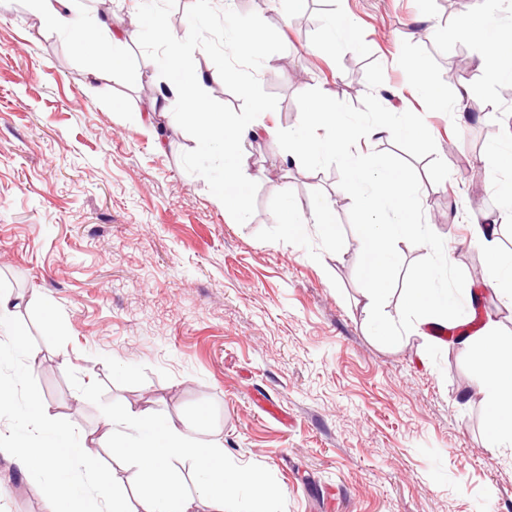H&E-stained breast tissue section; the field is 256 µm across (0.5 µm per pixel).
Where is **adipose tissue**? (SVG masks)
<instances>
[{
  "instance_id": "adipose-tissue-1",
  "label": "adipose tissue",
  "mask_w": 512,
  "mask_h": 512,
  "mask_svg": "<svg viewBox=\"0 0 512 512\" xmlns=\"http://www.w3.org/2000/svg\"><path fill=\"white\" fill-rule=\"evenodd\" d=\"M505 2L506 0H484V12L465 16L454 27V35L459 40H481L477 68L484 85L488 87L512 82V66H505L502 61L504 55L512 53V28L499 29L489 38L484 35L488 12L498 9ZM402 64L413 72L414 89L431 109L445 111L452 106L463 109L473 94L472 88L462 86L456 89L454 96H447L430 80L421 61L406 56L403 57ZM181 99L183 112L199 128L206 150L217 151L224 156V189L217 194V202L240 212L246 211V143L256 128L253 112L243 113L235 126H225L223 117L211 112L207 106L206 82L200 75L185 78ZM495 222L496 218L492 215L474 218L472 240L483 246L490 255L495 277L502 281H511L512 262L504 261L498 256ZM437 276L435 268H424L409 289L404 306L409 311L435 310V323L443 325L448 321V306L433 288ZM462 345L465 353L477 364L476 382L493 414L491 443L498 448H511L512 340L499 338L493 328L489 327L483 335L466 337Z\"/></svg>"
}]
</instances>
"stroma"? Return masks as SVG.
<instances>
[{
	"label": "stroma",
	"mask_w": 512,
	"mask_h": 512,
	"mask_svg": "<svg viewBox=\"0 0 512 512\" xmlns=\"http://www.w3.org/2000/svg\"><path fill=\"white\" fill-rule=\"evenodd\" d=\"M140 3L75 0L126 31L115 65L84 53L81 32L46 26L30 0H0V292L17 299L13 314L36 339L33 375L50 417L71 422L83 450L104 459L107 419L69 383L72 369L102 382L105 401L163 414L221 442L236 464L268 469L285 512H512V452L492 447L487 403L467 394L475 362L420 324L392 347L370 335L338 171L306 170L267 134L297 126V96L312 88L354 106L369 92L387 103L412 80L394 63L401 54L455 92L449 75L460 63L474 69L478 45L448 32L483 0H242L239 12L259 14L285 45L258 73L278 104L247 144L243 214L216 204L182 165L196 142L171 111L174 85L137 45ZM337 14L357 29L332 51L322 42ZM374 61L384 82L372 89ZM470 86L463 121L407 100L430 138L355 149L415 167L428 226L462 267L465 292L480 294L482 324L508 338L512 291L492 283L470 228L500 209L505 176L487 170L485 150L512 129V95L477 77ZM160 97L167 111L156 110ZM460 155L476 177L456 175ZM288 198L304 210L326 200L338 240L313 224L287 236ZM0 512H47L5 454Z\"/></svg>",
	"instance_id": "stroma-1"
}]
</instances>
